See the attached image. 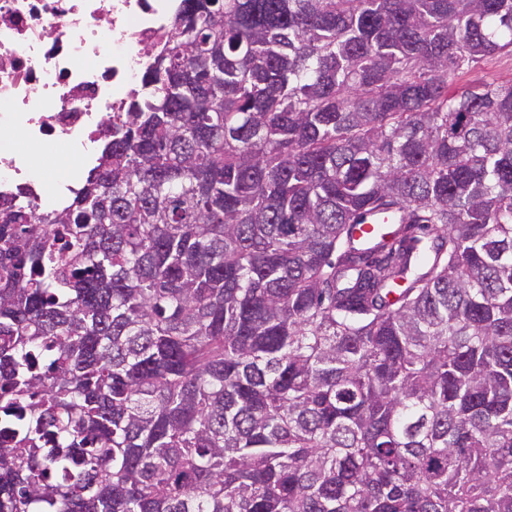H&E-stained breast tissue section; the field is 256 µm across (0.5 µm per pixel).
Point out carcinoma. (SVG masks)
I'll use <instances>...</instances> for the list:
<instances>
[{
    "label": "carcinoma",
    "mask_w": 512,
    "mask_h": 512,
    "mask_svg": "<svg viewBox=\"0 0 512 512\" xmlns=\"http://www.w3.org/2000/svg\"><path fill=\"white\" fill-rule=\"evenodd\" d=\"M503 52L512 0H182L0 200V512H512ZM481 81L512 83V55L505 53L481 59L470 69L457 74L454 87L461 88Z\"/></svg>",
    "instance_id": "carcinoma-1"
}]
</instances>
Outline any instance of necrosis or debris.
<instances>
[{
  "label": "necrosis or debris",
  "instance_id": "4bbe7bcc",
  "mask_svg": "<svg viewBox=\"0 0 512 512\" xmlns=\"http://www.w3.org/2000/svg\"><path fill=\"white\" fill-rule=\"evenodd\" d=\"M178 0H0V198L58 207L46 163L79 179L105 121L122 111L168 32Z\"/></svg>",
  "mask_w": 512,
  "mask_h": 512
}]
</instances>
